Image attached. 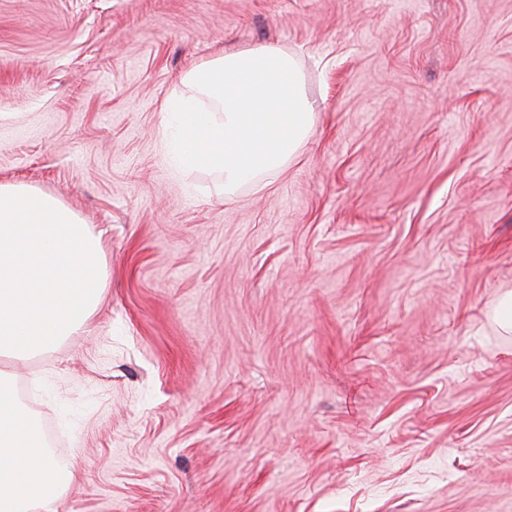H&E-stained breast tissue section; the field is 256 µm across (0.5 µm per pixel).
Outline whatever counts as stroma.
Instances as JSON below:
<instances>
[{"label":"stroma","mask_w":512,"mask_h":512,"mask_svg":"<svg viewBox=\"0 0 512 512\" xmlns=\"http://www.w3.org/2000/svg\"><path fill=\"white\" fill-rule=\"evenodd\" d=\"M273 44L296 160L218 202L157 141ZM0 182L100 234L87 325L14 368L58 512H512V0H0ZM491 320L505 334H512V290L504 294L493 310Z\"/></svg>","instance_id":"obj_1"}]
</instances>
